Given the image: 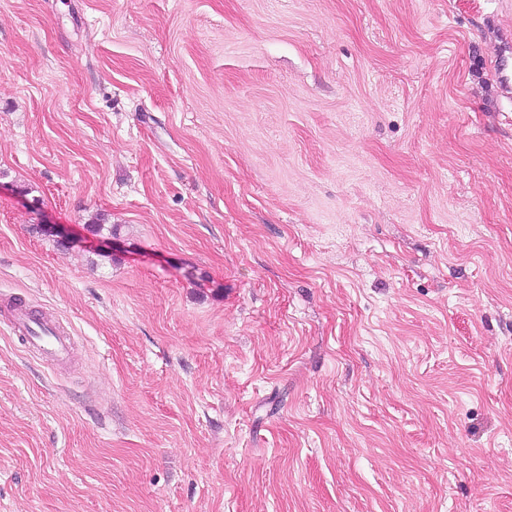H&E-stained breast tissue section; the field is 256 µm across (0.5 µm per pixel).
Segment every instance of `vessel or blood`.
Wrapping results in <instances>:
<instances>
[{"label": "vessel or blood", "instance_id": "b4317fda", "mask_svg": "<svg viewBox=\"0 0 512 512\" xmlns=\"http://www.w3.org/2000/svg\"><path fill=\"white\" fill-rule=\"evenodd\" d=\"M5 325L10 334L23 337L29 350L42 359L66 363L73 356L74 343L54 317L43 316L41 325L37 326L25 307L16 306Z\"/></svg>", "mask_w": 512, "mask_h": 512}]
</instances>
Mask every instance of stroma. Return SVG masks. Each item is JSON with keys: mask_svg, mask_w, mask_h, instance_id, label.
Wrapping results in <instances>:
<instances>
[{"mask_svg": "<svg viewBox=\"0 0 512 512\" xmlns=\"http://www.w3.org/2000/svg\"><path fill=\"white\" fill-rule=\"evenodd\" d=\"M7 299L0 512H512V0H0ZM41 322L44 326L36 327L30 312L24 306H15L4 324L10 334L23 337L36 356L58 363L69 362L74 352L71 337L54 317L42 315Z\"/></svg>", "mask_w": 512, "mask_h": 512, "instance_id": "obj_1", "label": "stroma"}]
</instances>
